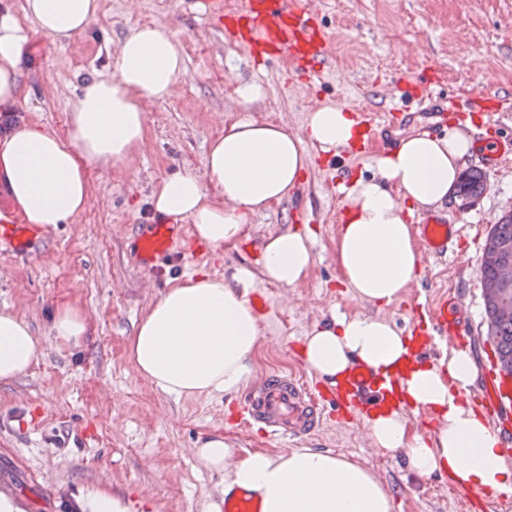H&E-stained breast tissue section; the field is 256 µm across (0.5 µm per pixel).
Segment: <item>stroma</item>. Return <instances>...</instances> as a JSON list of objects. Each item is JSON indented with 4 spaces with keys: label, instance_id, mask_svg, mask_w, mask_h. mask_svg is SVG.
Segmentation results:
<instances>
[{
    "label": "stroma",
    "instance_id": "obj_1",
    "mask_svg": "<svg viewBox=\"0 0 512 512\" xmlns=\"http://www.w3.org/2000/svg\"><path fill=\"white\" fill-rule=\"evenodd\" d=\"M316 20L332 36L334 67L323 79L296 75L283 62L251 60L213 25L202 0H100L98 20L81 36L58 42L37 33L24 76L25 101L0 110V135L36 123L68 136V103L86 82L111 76L118 46L130 27L158 24L179 37L186 70L175 95L149 102L146 136L133 161L104 172L88 166L90 195L70 223L34 228V249L0 250V309L16 312L38 336L42 353L24 375L0 383V486L21 498L25 512H69L79 487L104 484L159 512H208L224 500L221 476L202 468L194 448L223 434L237 456L291 451L292 443L264 438L259 427L239 424L242 395L186 399L168 395L136 371L128 340L165 291L196 272L228 277L255 271V294L268 297L261 314L253 386L279 371L312 381L301 358L313 326L331 317L381 314L410 331L429 311L417 308L425 293L458 295L459 317L469 329L466 349L483 392L488 342L479 270L488 233L512 207V154L484 171L486 191L452 198L438 212L458 236L442 257L422 256L417 283L392 305L376 309L354 298L336 264V227L345 212L332 204L336 164L332 153L307 144L311 164L285 201L249 220V241L213 252L190 224L178 226L176 257L159 277L145 274L132 256L135 228L153 221L149 198L163 178L201 169L210 142L226 123L241 118L234 87L254 81L263 94L250 118L302 129L318 103L346 105L355 114L386 111L395 100L414 101L427 90L456 99L474 92L512 101V0H324ZM437 79L415 81L422 61ZM408 76L397 84L398 76ZM475 141L512 136V109L467 114ZM310 229L314 262L304 281L283 288L260 278L262 240L288 228ZM75 304L90 321L76 345L57 344L50 326L57 309ZM307 447L330 450L365 464L394 493L393 512H482L447 478H420L401 456L374 448L358 418L328 417Z\"/></svg>",
    "mask_w": 512,
    "mask_h": 512
}]
</instances>
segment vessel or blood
<instances>
[{
  "instance_id": "obj_1",
  "label": "vessel or blood",
  "mask_w": 512,
  "mask_h": 512,
  "mask_svg": "<svg viewBox=\"0 0 512 512\" xmlns=\"http://www.w3.org/2000/svg\"><path fill=\"white\" fill-rule=\"evenodd\" d=\"M236 28L231 37L246 43L252 55L266 61L289 60L297 70L323 77L332 63L331 40L325 29L312 21L308 0H237L234 12ZM398 113L366 112L362 115L366 138L386 136ZM512 152V138L484 142L479 146L484 167L496 165L501 155ZM426 254L445 255L453 227L441 217H425L417 226ZM31 235L24 225L0 226V242L17 252H28ZM176 235L173 225L147 224L134 240L136 265L150 274H158L160 262L173 253ZM468 330L460 320L447 318L444 309L432 314L428 336L451 346L463 345ZM403 372L395 370L382 375L356 365L329 392L330 401L347 403L369 415L382 410L399 409V388ZM325 401L317 399L299 380L280 373L271 374L260 387L252 390L244 407V419L260 424L268 438L281 441L301 439L321 424ZM223 512H261L257 500L245 492L225 497Z\"/></svg>"
}]
</instances>
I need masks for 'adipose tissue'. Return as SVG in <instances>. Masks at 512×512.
I'll return each mask as SVG.
<instances>
[{"mask_svg":"<svg viewBox=\"0 0 512 512\" xmlns=\"http://www.w3.org/2000/svg\"><path fill=\"white\" fill-rule=\"evenodd\" d=\"M99 12L98 0H24L14 9L0 0V108L17 106L34 32L56 40L83 34ZM185 64L176 34L161 26L128 30L111 77L92 78L69 105V137L22 124L0 138V202L28 223L50 228L83 211L89 193L86 167L109 171L132 159L144 141L143 101L170 98ZM244 118L225 127L204 156L202 172L163 180L150 197L155 217L192 226L212 249L235 244L250 217L280 203L298 188L310 164L306 143L323 151L345 146L357 134L343 105L309 112L303 133L248 118L262 95L239 83ZM470 124H452L442 135H408L376 159V173L357 179L347 193L346 217L336 233V260L356 298L377 308L396 301L420 273L412 233L416 212L439 209L453 195L474 139ZM259 273L237 269L231 278L192 275L168 288L138 322L129 353L138 373L162 392L184 398L231 396L254 375L260 317L250 302L256 277L293 287L313 261L309 233L289 230L261 247ZM41 353L29 323L0 310V382L25 374ZM408 340L393 322L355 316L315 325L304 338L308 370L335 382L352 363L384 373L399 366ZM477 375L468 352L451 350L434 363L410 367L401 382L406 409L385 411L368 424L373 445L403 455L421 478L447 475L461 488L512 494V464L500 436L471 400ZM435 412L436 429L413 430L409 417ZM200 464L223 474L224 491L253 496L262 512H393V497L366 466L312 448L236 458L223 435L196 450ZM71 512H131L132 503L103 485L72 494Z\"/></svg>","mask_w":512,"mask_h":512,"instance_id":"obj_1","label":"adipose tissue"}]
</instances>
